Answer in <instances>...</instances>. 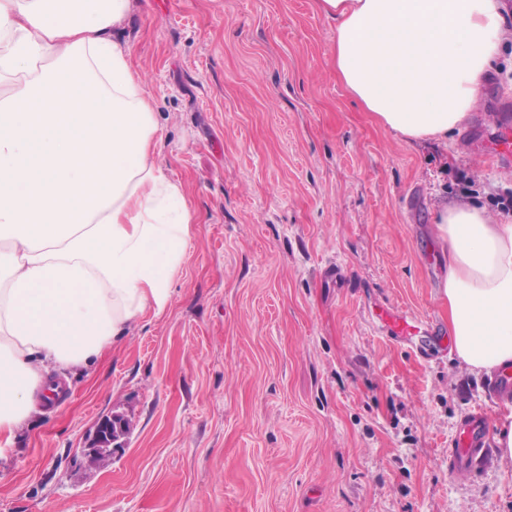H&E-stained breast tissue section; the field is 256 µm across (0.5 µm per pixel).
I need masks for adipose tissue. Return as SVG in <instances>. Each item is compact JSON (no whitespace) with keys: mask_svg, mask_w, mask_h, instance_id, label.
<instances>
[{"mask_svg":"<svg viewBox=\"0 0 512 512\" xmlns=\"http://www.w3.org/2000/svg\"><path fill=\"white\" fill-rule=\"evenodd\" d=\"M134 0H0V455L57 385L165 314L195 217L119 28ZM350 96L409 145L476 107L512 17L502 0H318ZM458 361L512 366V221L437 204Z\"/></svg>","mask_w":512,"mask_h":512,"instance_id":"obj_1","label":"adipose tissue"}]
</instances>
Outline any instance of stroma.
Wrapping results in <instances>:
<instances>
[{
	"label": "stroma",
	"instance_id": "35a3bbf8",
	"mask_svg": "<svg viewBox=\"0 0 512 512\" xmlns=\"http://www.w3.org/2000/svg\"><path fill=\"white\" fill-rule=\"evenodd\" d=\"M316 0H142L121 39L196 213L172 308L133 326L0 458V512H512V464H448L488 381L395 307L446 324L434 204L511 219L512 163L481 154L512 45L459 132L410 146L332 70ZM119 447L88 461L98 421ZM127 422L116 415L103 418L97 425L92 438L89 440L86 448L83 449L84 455L89 458L110 451V446L115 443L126 431Z\"/></svg>",
	"mask_w": 512,
	"mask_h": 512
}]
</instances>
